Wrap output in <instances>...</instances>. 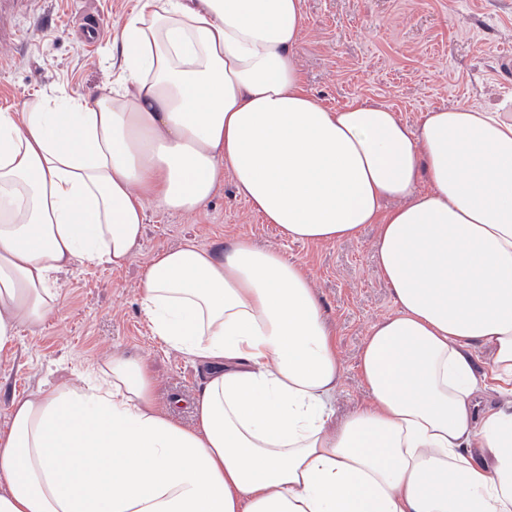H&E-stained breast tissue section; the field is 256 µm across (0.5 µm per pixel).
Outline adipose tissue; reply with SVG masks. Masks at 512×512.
Returning <instances> with one entry per match:
<instances>
[{"instance_id":"1","label":"adipose tissue","mask_w":512,"mask_h":512,"mask_svg":"<svg viewBox=\"0 0 512 512\" xmlns=\"http://www.w3.org/2000/svg\"><path fill=\"white\" fill-rule=\"evenodd\" d=\"M303 26L301 0H136L119 87L0 110V350L59 310L61 274L130 264L148 207L200 212L229 179L292 241L376 225L395 309L359 357L367 401L336 421L301 264L246 237L164 249L139 310L202 371L194 424L120 355L12 399L0 512H512V114L328 108Z\"/></svg>"}]
</instances>
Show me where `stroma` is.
Returning a JSON list of instances; mask_svg holds the SVG:
<instances>
[{
  "label": "stroma",
  "mask_w": 512,
  "mask_h": 512,
  "mask_svg": "<svg viewBox=\"0 0 512 512\" xmlns=\"http://www.w3.org/2000/svg\"><path fill=\"white\" fill-rule=\"evenodd\" d=\"M133 0H42L35 14H0V109L32 96L98 93L112 82L106 42ZM305 26L294 49L306 90L336 109L358 100L388 107L409 126L436 108L494 109L512 99V0H302ZM101 21L94 48L79 44L82 21ZM246 236L302 263L336 329L344 366L336 416L367 398L357 363L371 326L394 300L374 258L377 227L348 240L283 238L225 181L199 213L148 208L145 235L121 270L80 265L62 275L60 312L0 352V431L13 396L74 377L88 362L122 354L145 361L155 396L190 398L201 375L187 357L151 336L139 311L142 275L160 250L188 242L216 249Z\"/></svg>",
  "instance_id": "1"
}]
</instances>
